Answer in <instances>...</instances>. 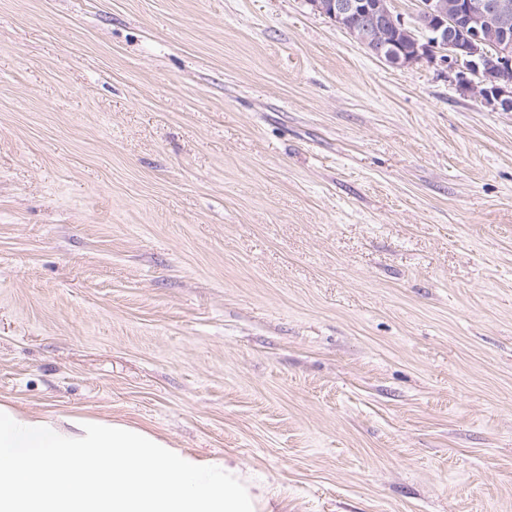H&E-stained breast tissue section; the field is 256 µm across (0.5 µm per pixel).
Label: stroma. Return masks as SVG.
<instances>
[{
  "label": "stroma",
  "mask_w": 512,
  "mask_h": 512,
  "mask_svg": "<svg viewBox=\"0 0 512 512\" xmlns=\"http://www.w3.org/2000/svg\"><path fill=\"white\" fill-rule=\"evenodd\" d=\"M0 403L512 512V112L304 0H0Z\"/></svg>",
  "instance_id": "35a3bbf8"
}]
</instances>
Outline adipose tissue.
Listing matches in <instances>:
<instances>
[{
    "mask_svg": "<svg viewBox=\"0 0 512 512\" xmlns=\"http://www.w3.org/2000/svg\"><path fill=\"white\" fill-rule=\"evenodd\" d=\"M227 463L102 419L0 404V512H255Z\"/></svg>",
    "mask_w": 512,
    "mask_h": 512,
    "instance_id": "1",
    "label": "adipose tissue"
}]
</instances>
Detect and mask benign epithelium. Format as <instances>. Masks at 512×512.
<instances>
[{
    "label": "benign epithelium",
    "instance_id": "1",
    "mask_svg": "<svg viewBox=\"0 0 512 512\" xmlns=\"http://www.w3.org/2000/svg\"><path fill=\"white\" fill-rule=\"evenodd\" d=\"M315 12L335 24L352 13L364 17L362 32L351 35L370 52L386 62L407 67L428 58L456 74L459 88L479 97L486 105L512 112V32L506 19L498 16L486 0H459L455 13L448 12L444 0H418L415 16L421 38L414 39L415 54L371 39L393 24L405 28V21L391 10L390 0H305ZM467 20L466 36H457L459 19ZM487 27L500 29L499 41L490 46L482 38Z\"/></svg>",
    "mask_w": 512,
    "mask_h": 512
}]
</instances>
